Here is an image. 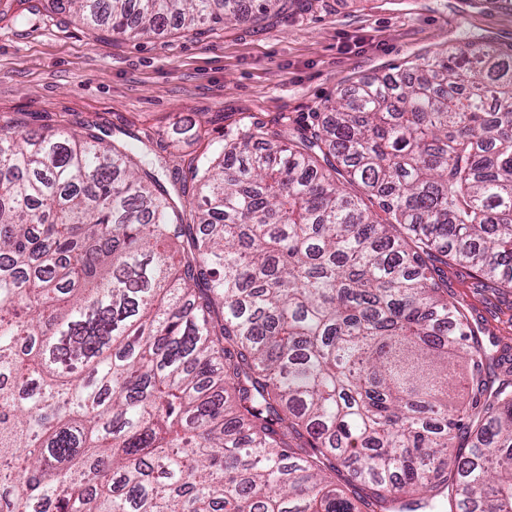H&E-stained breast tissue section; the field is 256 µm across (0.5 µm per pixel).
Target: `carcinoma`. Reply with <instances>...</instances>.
I'll return each mask as SVG.
<instances>
[{"mask_svg": "<svg viewBox=\"0 0 512 512\" xmlns=\"http://www.w3.org/2000/svg\"><path fill=\"white\" fill-rule=\"evenodd\" d=\"M70 4L133 37L286 8ZM310 119L190 159L189 209L90 129L0 134V512H512V359L434 266L512 289V48Z\"/></svg>", "mask_w": 512, "mask_h": 512, "instance_id": "1", "label": "carcinoma"}]
</instances>
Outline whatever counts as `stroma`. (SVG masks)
Wrapping results in <instances>:
<instances>
[{
  "instance_id": "35a3bbf8",
  "label": "stroma",
  "mask_w": 512,
  "mask_h": 512,
  "mask_svg": "<svg viewBox=\"0 0 512 512\" xmlns=\"http://www.w3.org/2000/svg\"><path fill=\"white\" fill-rule=\"evenodd\" d=\"M8 0L0 14V132L94 129L105 141L184 155L223 141L240 117L272 124L324 111L340 91L462 44L512 47V5L489 0H296L256 22L137 38L91 31L68 6ZM193 123L205 139L184 137ZM448 291L486 335L512 333V291L448 269Z\"/></svg>"
}]
</instances>
